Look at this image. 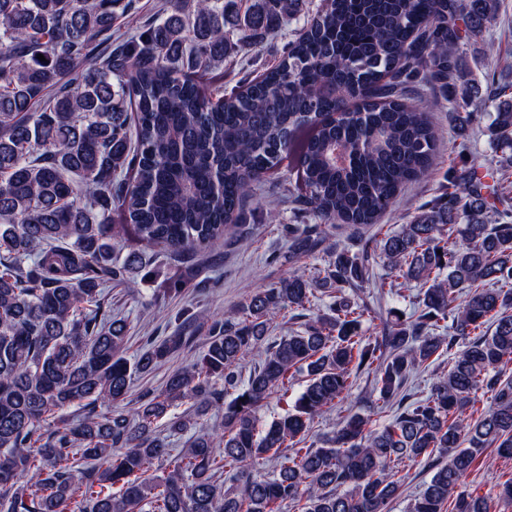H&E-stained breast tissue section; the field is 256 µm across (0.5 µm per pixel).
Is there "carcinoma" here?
Segmentation results:
<instances>
[{"instance_id":"obj_1","label":"carcinoma","mask_w":512,"mask_h":512,"mask_svg":"<svg viewBox=\"0 0 512 512\" xmlns=\"http://www.w3.org/2000/svg\"><path fill=\"white\" fill-rule=\"evenodd\" d=\"M303 5L165 2L127 36L114 26L136 0H0V512H387L410 464L432 474L409 512H490L461 483L490 448L512 458V211L489 174L462 164L398 230L364 233L432 169L444 145L435 91L471 122L462 45L502 0H323L246 92L212 101L197 73ZM501 97L489 130L512 164V94ZM287 157L294 202L316 220L288 225L293 254L315 251L332 224L349 244L314 280L293 273L226 315L186 318L206 328L204 350L132 415L100 412L192 340L177 331L126 356L127 321L102 289L140 258H115L112 209L146 243L195 252L239 236L253 187ZM375 252L389 272L379 281ZM370 283L417 290L416 316L391 307L382 333L364 335L380 316L359 293ZM318 288L324 312L267 342ZM250 355L261 364L244 383ZM443 357L426 397L404 392ZM303 373L293 409L258 428L264 402ZM362 375L376 380L373 407L312 439ZM480 391L490 401L477 410ZM183 398L192 409L167 418ZM377 408L392 410L382 426ZM210 410L221 421L170 456L158 423L185 431ZM259 459L275 462L272 477L253 473ZM164 460L172 469L153 474Z\"/></svg>"}]
</instances>
